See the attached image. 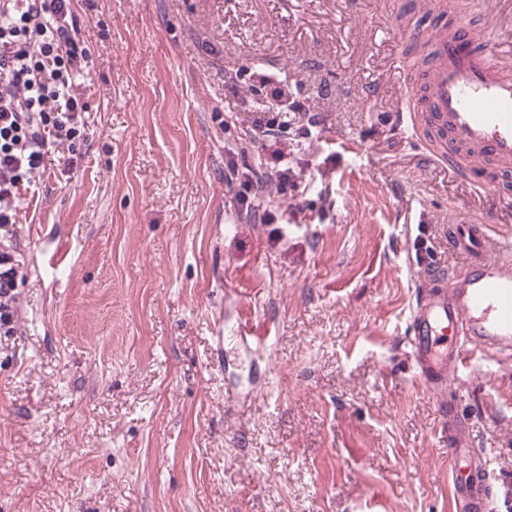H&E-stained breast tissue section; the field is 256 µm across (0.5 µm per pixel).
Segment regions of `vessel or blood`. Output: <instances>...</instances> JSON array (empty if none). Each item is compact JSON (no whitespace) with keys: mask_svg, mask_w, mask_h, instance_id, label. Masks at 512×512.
<instances>
[{"mask_svg":"<svg viewBox=\"0 0 512 512\" xmlns=\"http://www.w3.org/2000/svg\"><path fill=\"white\" fill-rule=\"evenodd\" d=\"M405 42L421 44L430 57L425 102L401 98L399 121L414 128L416 106L424 104L452 151L436 164L456 172L458 150L472 161L490 158L512 165V67L504 64L490 38H476L467 21L449 15L433 31L407 29ZM488 219L457 217L448 227V244L464 254L462 275L449 281L442 268L422 275L424 290L410 318V345L417 373L436 393L448 387L449 372L468 368L472 355L486 364L512 348V243L491 246ZM448 454L453 512H491L493 471L487 457L468 446L456 415L448 417Z\"/></svg>","mask_w":512,"mask_h":512,"instance_id":"vessel-or-blood-1","label":"vessel or blood"}]
</instances>
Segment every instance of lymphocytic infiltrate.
Listing matches in <instances>:
<instances>
[{
    "instance_id": "1",
    "label": "lymphocytic infiltrate",
    "mask_w": 512,
    "mask_h": 512,
    "mask_svg": "<svg viewBox=\"0 0 512 512\" xmlns=\"http://www.w3.org/2000/svg\"><path fill=\"white\" fill-rule=\"evenodd\" d=\"M88 52L78 39L72 0H0V325L14 323L20 264L4 241L18 222L21 192L44 170L61 143L84 138L87 108L79 90ZM249 91L261 97L255 127L273 138L265 167L281 194L298 197L300 185L288 165L294 145L278 116L299 111L287 81L265 69L250 76Z\"/></svg>"
}]
</instances>
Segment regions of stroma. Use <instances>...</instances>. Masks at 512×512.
Here are the masks:
<instances>
[{"label": "stroma", "mask_w": 512, "mask_h": 512, "mask_svg": "<svg viewBox=\"0 0 512 512\" xmlns=\"http://www.w3.org/2000/svg\"><path fill=\"white\" fill-rule=\"evenodd\" d=\"M512 57V0H452ZM86 137L19 210L25 277L0 330V512H452L448 425L407 326L461 212L512 235V172L430 163L395 112L426 0H73ZM299 85L297 199L264 224L249 70ZM239 72L237 82L225 70ZM512 512V359L446 394ZM230 164L232 172L239 176L238 166L234 161H231ZM244 170L237 178L240 190L236 193V201L241 213L246 215L256 214L260 211V203L258 201L259 192L261 191V180L251 166H244Z\"/></svg>", "instance_id": "1"}]
</instances>
